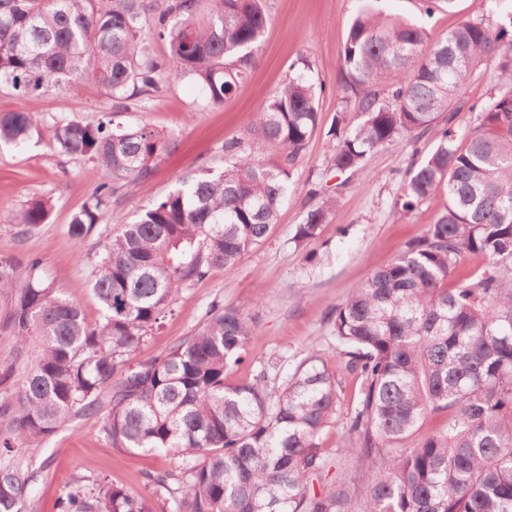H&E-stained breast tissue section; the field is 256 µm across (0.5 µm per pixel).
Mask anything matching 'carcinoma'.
<instances>
[{"label":"carcinoma","instance_id":"obj_1","mask_svg":"<svg viewBox=\"0 0 512 512\" xmlns=\"http://www.w3.org/2000/svg\"><path fill=\"white\" fill-rule=\"evenodd\" d=\"M383 2L359 0L349 26L336 88L363 121L348 132L336 115L332 166L353 173L368 152L436 127L439 141L397 206L406 214L438 194L445 203L331 315L361 380L336 457L372 460L363 489L345 476L325 481L333 456L320 437L336 418L340 382L318 356L282 384L271 360L250 380L227 382L252 333L240 309L214 301L167 354L130 360L179 290L235 264L276 223L288 166L320 123L303 60L257 112L252 139L224 143V168L179 178L119 225L89 276L97 324L55 288L41 258L21 271L0 258V295L11 297L0 330L14 341L13 359L0 365V512H22L29 497L34 474L22 472L21 455L102 409L112 447L177 455L182 465L147 474L143 492L77 484L59 512H155L159 496L171 512H512V93L482 109L467 139L452 125L454 101L484 58L499 57V80L512 86V29L469 19L430 44L421 23L386 14ZM268 23L264 0H0V91L41 95L91 77L120 111L189 77L206 104L221 105L254 67ZM154 38L167 56L154 52ZM44 129L54 151L101 174L66 227L78 248L112 197L148 179L174 145L148 124L0 112V142L20 145ZM335 206L308 212L297 245L321 237ZM49 214L33 200L13 223L27 236ZM471 255L487 265L444 288ZM435 414L444 415L439 428L419 435Z\"/></svg>","mask_w":512,"mask_h":512}]
</instances>
